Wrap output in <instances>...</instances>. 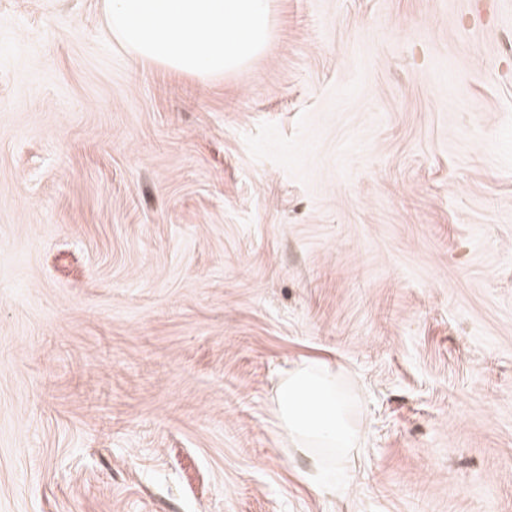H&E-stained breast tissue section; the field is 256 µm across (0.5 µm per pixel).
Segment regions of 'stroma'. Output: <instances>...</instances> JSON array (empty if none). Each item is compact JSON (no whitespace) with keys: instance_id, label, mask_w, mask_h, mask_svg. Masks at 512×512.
Listing matches in <instances>:
<instances>
[{"instance_id":"obj_1","label":"stroma","mask_w":512,"mask_h":512,"mask_svg":"<svg viewBox=\"0 0 512 512\" xmlns=\"http://www.w3.org/2000/svg\"><path fill=\"white\" fill-rule=\"evenodd\" d=\"M105 7L0 0V512H512V0H275L203 81ZM336 372L325 364L303 362L281 378L273 405L278 426L294 437L308 459V480L328 491L335 483L324 479L352 446L358 428ZM318 448V451H316ZM329 461V463H327Z\"/></svg>"}]
</instances>
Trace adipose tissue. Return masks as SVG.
<instances>
[{
    "label": "adipose tissue",
    "instance_id": "1",
    "mask_svg": "<svg viewBox=\"0 0 512 512\" xmlns=\"http://www.w3.org/2000/svg\"><path fill=\"white\" fill-rule=\"evenodd\" d=\"M350 403L335 371L325 364L304 362L281 378L273 405L280 429L294 437L308 459V480L325 486L329 468L356 439Z\"/></svg>",
    "mask_w": 512,
    "mask_h": 512
}]
</instances>
